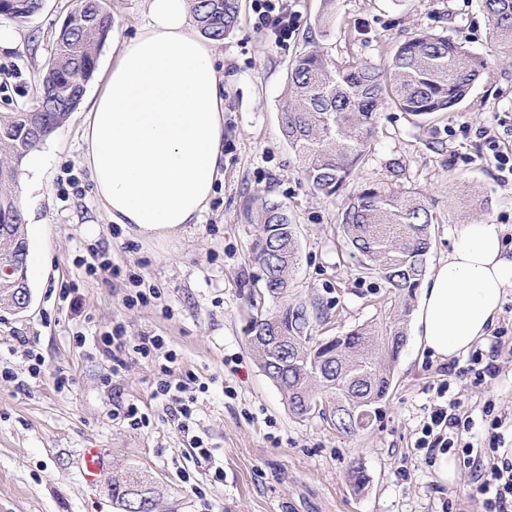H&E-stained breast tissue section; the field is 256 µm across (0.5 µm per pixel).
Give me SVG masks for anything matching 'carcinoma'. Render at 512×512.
I'll list each match as a JSON object with an SVG mask.
<instances>
[{"label": "carcinoma", "instance_id": "carcinoma-1", "mask_svg": "<svg viewBox=\"0 0 512 512\" xmlns=\"http://www.w3.org/2000/svg\"><path fill=\"white\" fill-rule=\"evenodd\" d=\"M190 6L200 31L215 42H222L237 25L239 0H190ZM41 7L42 0H0V15L24 22ZM482 8L492 37L512 47V0H482ZM111 30L112 15L102 0H79L58 31L35 106L0 113V260L14 268L13 274L0 276V307L18 309L19 287L28 282L29 243L14 193L21 162L75 110ZM487 69L485 58L440 34L404 40L384 70L305 52L288 73L282 132L302 162L306 183L332 197L365 158L385 103L422 118L450 112ZM243 208L247 219L261 227L253 246L255 260L263 272L265 293L278 302L273 311L249 322L248 341L259 367L294 416L316 413L338 432L355 435L363 430L358 414L379 415L391 388L392 365L406 342L405 325L426 274L436 217L422 197L393 193L379 184L350 198L342 222L347 244L364 260L366 273L386 282L400 307L379 330L362 325L344 336L315 342L312 324L324 318L322 310L288 302L299 261L288 209L252 199ZM112 501L122 512H160L159 492L133 466L112 473Z\"/></svg>", "mask_w": 512, "mask_h": 512}]
</instances>
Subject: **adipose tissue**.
<instances>
[{
    "label": "adipose tissue",
    "instance_id": "1",
    "mask_svg": "<svg viewBox=\"0 0 512 512\" xmlns=\"http://www.w3.org/2000/svg\"><path fill=\"white\" fill-rule=\"evenodd\" d=\"M83 121L97 203L134 237L168 242L198 223L224 153V88L188 0H150L149 21L121 43ZM512 294L504 227L465 222L419 288L418 344L449 361L486 340Z\"/></svg>",
    "mask_w": 512,
    "mask_h": 512
}]
</instances>
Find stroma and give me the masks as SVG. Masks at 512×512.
<instances>
[{
    "label": "stroma",
    "instance_id": "obj_1",
    "mask_svg": "<svg viewBox=\"0 0 512 512\" xmlns=\"http://www.w3.org/2000/svg\"><path fill=\"white\" fill-rule=\"evenodd\" d=\"M74 0H43L19 23L0 17V112L31 108L54 37ZM113 26L97 55L134 36L149 0H103ZM256 0H240L234 31L215 46L224 78V164L208 209L184 235L148 243L110 224L99 209L82 163L90 81L68 120L22 162L16 188L29 248L41 258L31 277L30 306L0 309V512H119L112 503L114 466L152 477L164 512H485L464 478L441 483L435 453L417 447L436 389L450 382L473 417L485 402L512 415V300L497 326L498 376L475 386L452 366L406 343L387 398L370 427L353 436L318 417L291 414L248 344L252 315L269 311L253 244L260 231L242 209L245 198L283 203L297 226L300 260L291 302L318 304L328 315L314 338L341 336L383 322L395 305L386 283L367 276L342 232L350 197L369 183L419 193L437 222L428 269L450 250L457 224L491 221L512 237V181L501 182L483 137L495 132L512 152V48L490 34L481 0H287L299 17L288 44L257 28ZM448 34L484 56L490 75L456 109L420 119L386 105L368 153L346 188L327 197L305 182L301 163L281 132V104L295 57L316 50L328 58L388 64L400 43ZM111 261L115 273L100 271ZM72 290L63 298V287ZM146 300L130 303L135 293ZM120 334L124 345H104ZM160 336L176 354L175 377L198 388L193 427L211 448L196 461L176 432L152 383L158 364L135 353L142 337ZM44 367L32 374L30 354ZM66 379L57 387L54 378ZM137 404L148 426L113 418ZM85 448L109 451V469L87 483ZM367 483L354 490L349 472Z\"/></svg>",
    "mask_w": 512,
    "mask_h": 512
}]
</instances>
